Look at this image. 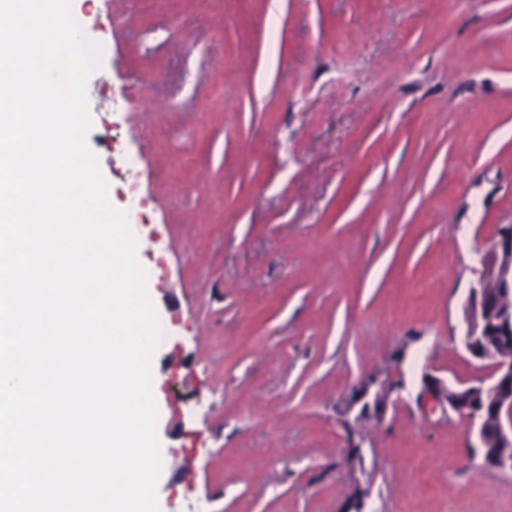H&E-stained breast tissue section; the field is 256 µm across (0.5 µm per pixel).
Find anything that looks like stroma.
Segmentation results:
<instances>
[{"instance_id": "stroma-1", "label": "stroma", "mask_w": 512, "mask_h": 512, "mask_svg": "<svg viewBox=\"0 0 512 512\" xmlns=\"http://www.w3.org/2000/svg\"><path fill=\"white\" fill-rule=\"evenodd\" d=\"M87 143L167 338L159 512H512L424 375L470 382L512 224V0H71ZM402 402L364 410L370 376Z\"/></svg>"}]
</instances>
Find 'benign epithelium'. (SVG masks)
I'll return each instance as SVG.
<instances>
[{
    "instance_id": "1",
    "label": "benign epithelium",
    "mask_w": 512,
    "mask_h": 512,
    "mask_svg": "<svg viewBox=\"0 0 512 512\" xmlns=\"http://www.w3.org/2000/svg\"><path fill=\"white\" fill-rule=\"evenodd\" d=\"M479 265L478 278L464 307L462 344L468 353L488 362L489 372L476 382L461 384L457 388L426 377L417 402L432 412L447 408L465 417L470 428L483 440L485 390H492V402L499 411L512 414V365L498 356L499 346L512 337V306L493 300L485 288L486 281L493 279L500 293L512 296V231L507 229L492 238L489 245L479 252ZM496 438L498 447L486 445L479 449L482 465L512 472V455L505 452V448L512 445V423L500 426Z\"/></svg>"
}]
</instances>
